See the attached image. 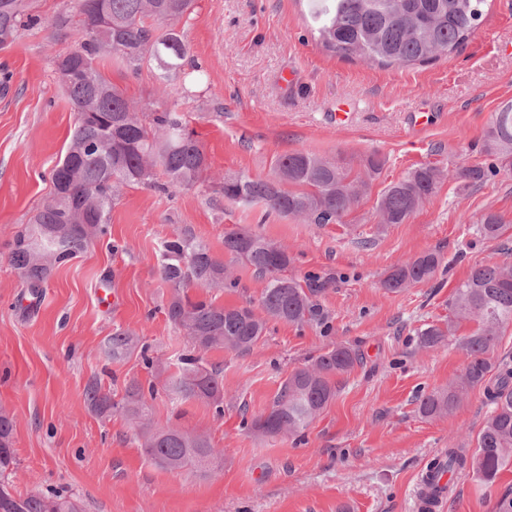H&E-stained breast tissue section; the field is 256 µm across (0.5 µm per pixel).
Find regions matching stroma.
I'll return each instance as SVG.
<instances>
[{"instance_id": "stroma-1", "label": "stroma", "mask_w": 512, "mask_h": 512, "mask_svg": "<svg viewBox=\"0 0 512 512\" xmlns=\"http://www.w3.org/2000/svg\"><path fill=\"white\" fill-rule=\"evenodd\" d=\"M42 27L21 31L0 50V408L15 421L18 493H60L85 512H416L420 474L440 449L475 448L491 404L483 390L452 415L425 418L421 395L460 375L457 337L420 346L423 325L448 318L455 286L479 264L512 263V169L471 185L456 169L485 166L494 113L512 101V0H488L486 17L458 50L421 65L384 67L324 50L309 32L307 0H195L179 29L205 76L195 97L172 91L215 175L269 177L279 155L304 151L359 162L386 159L357 208L342 223L318 227L226 200L207 186L163 194L136 185L112 209L105 238L55 268L38 300L8 257L48 197V172L64 153L76 123L53 67L74 46L52 22L78 0H32ZM102 70L135 100L153 96L156 68ZM352 104L337 123L340 104ZM431 164L447 176L403 224L380 223L378 200L388 185ZM501 214L507 229L484 237L481 214ZM247 225L287 247L290 276L317 279L321 325L278 323L247 353H206L224 376V414L207 404L178 402L168 390L189 348L167 321L170 287L159 272L162 242L191 228L216 256L225 232ZM425 252L442 262L434 278L391 293L381 283L399 261ZM108 289L111 304L98 293ZM142 333L161 372L139 351L109 358L117 328ZM345 344L361 364L339 379L334 400L302 438H259L243 416L267 412L293 369ZM154 384L151 418H180L224 451L207 473L167 471L143 454L133 425L105 415L85 391L99 382L121 400L130 380ZM512 491V468L493 487L471 472L452 479L440 512H493Z\"/></svg>"}]
</instances>
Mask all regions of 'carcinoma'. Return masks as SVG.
<instances>
[{
	"instance_id": "obj_1",
	"label": "carcinoma",
	"mask_w": 512,
	"mask_h": 512,
	"mask_svg": "<svg viewBox=\"0 0 512 512\" xmlns=\"http://www.w3.org/2000/svg\"><path fill=\"white\" fill-rule=\"evenodd\" d=\"M310 33L327 51L344 58L359 57L381 66L427 63L456 51L473 34L485 14L488 0H309ZM194 0H80L77 23L64 8L53 26L74 37V49L56 56L55 71L78 123L59 162L51 169V195L32 219L30 230L18 232L10 252L14 269L25 272V282L37 290L53 268L82 253L108 234L110 214L131 184L162 192L192 187L207 179L209 162L195 131L184 115L167 107L170 85L189 96L202 81L201 66L191 59L176 25L191 14ZM112 24L104 26L99 13ZM41 23L30 13V0H0V48L13 43L20 31ZM120 61L137 71L144 65L159 71L162 88L153 100L139 104L100 70L104 58ZM485 147L504 168L512 167V104L494 113L485 134ZM386 159L374 152L363 159V170L307 152L277 157L274 176H224L211 180L214 195L242 206L263 205L267 211L323 226L339 224L359 203L369 180L379 175ZM497 165V166H499ZM497 166H472L458 176L482 183ZM444 173L423 165L383 191L377 212L387 224L405 223L436 191ZM478 223L484 236H499L504 219L486 212ZM224 252L253 270L259 283L255 312L251 304L224 306L213 299H192L186 288L222 291L237 287L233 269L217 258L189 229L165 240L160 273L171 287L165 312L169 323L184 332L199 355L181 357L179 371L170 380L175 399L195 400L224 413V379L218 367L200 353L228 349L251 351L266 335L271 322L302 326L323 317L320 288L304 287L286 275L291 257L281 246L249 227L224 234ZM441 258L427 252L396 265L382 287L397 292L431 280ZM451 317L427 324L417 332L420 343L434 346L469 321L475 329L460 338L466 354L460 378L448 387L426 393L418 412L427 418L451 413L476 388L484 389L493 405L478 434L471 455L455 448L438 458L433 468L454 473L468 469L487 487L512 464V368H496L494 351L506 325L512 324V264L494 263L472 269L448 301ZM139 333L119 328L108 339L112 359L120 360L135 347ZM357 354L337 345L288 374L269 411L242 418L248 430L263 437L304 435L315 418L335 398L337 378L348 373ZM155 386L133 380L120 402L112 401L99 383L90 384L87 401L101 412L114 409L130 417L140 429L146 457L170 470H210L221 458L204 433L171 421L151 422L147 398ZM14 419L0 410V512H82L80 503L58 494L16 496L10 478L17 460Z\"/></svg>"
}]
</instances>
